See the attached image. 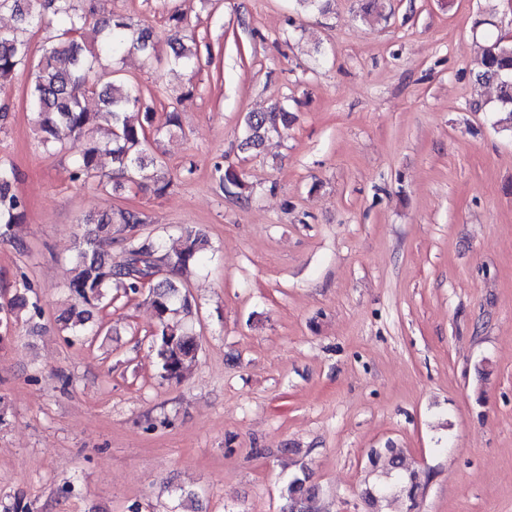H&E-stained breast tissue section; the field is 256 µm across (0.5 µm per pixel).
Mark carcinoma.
<instances>
[{
    "label": "carcinoma",
    "instance_id": "cac0c4a2",
    "mask_svg": "<svg viewBox=\"0 0 512 512\" xmlns=\"http://www.w3.org/2000/svg\"><path fill=\"white\" fill-rule=\"evenodd\" d=\"M9 11L17 26L0 29V82L11 80L18 71L29 70L31 83L29 99L33 109L38 145L50 151L63 146L74 135L90 137L89 146L75 160L72 178L83 185L106 188L99 172V156L103 151L112 154L125 181H115L112 191L134 183L140 173L157 164L146 146L151 131H169L179 126L178 113H166L165 121L155 127V108L146 102L140 89L122 80L104 84L95 82V75L104 58H114L121 52L136 51L150 59L156 55L158 41L148 28H139L112 15L93 18L78 5V0H0V13ZM94 25L102 34L100 43L86 48L78 38L88 25ZM42 25L47 32L44 52L37 63L31 62L30 42L25 37L29 27ZM167 63L173 69H189L198 65L197 52L183 43L170 45ZM477 81L492 84L497 90L495 111L504 114L499 123L512 131V40L503 35L487 36ZM96 95L101 103L98 111L90 110L86 101ZM141 118L133 121L128 113ZM290 114L275 104L265 112H250L245 117L239 149L256 150L267 136L288 126ZM107 126L105 146L93 139V133ZM223 191L237 196L248 193L249 186L233 168L215 167ZM17 169L0 162V238L10 239L15 228L24 221L26 201L15 189ZM88 224L78 240L71 263L68 284L70 304L60 311L56 324L66 341L100 330L87 328L92 309L108 296L110 288H120L124 297L131 299L143 290L156 313L152 331L153 346L160 374L178 379L186 366L195 361L198 342L176 316L193 315L190 295L179 275L189 266L201 262L208 240L195 226H181L182 247L174 254L162 253L159 241L142 236L137 230L149 224L142 211L130 209L103 210L89 213ZM121 245L124 261H112V246ZM154 274L148 285L142 277ZM31 285L15 290L12 298L0 304V343L10 336L22 312L30 318L41 317L38 300L29 296ZM390 455V463L397 471L394 484L385 486L386 495L394 489L414 501L425 485V479L416 471L402 467V456L396 448H385L372 455ZM285 504L282 512H317V489L310 483V474L303 470L293 476L283 488Z\"/></svg>",
    "mask_w": 512,
    "mask_h": 512
}]
</instances>
